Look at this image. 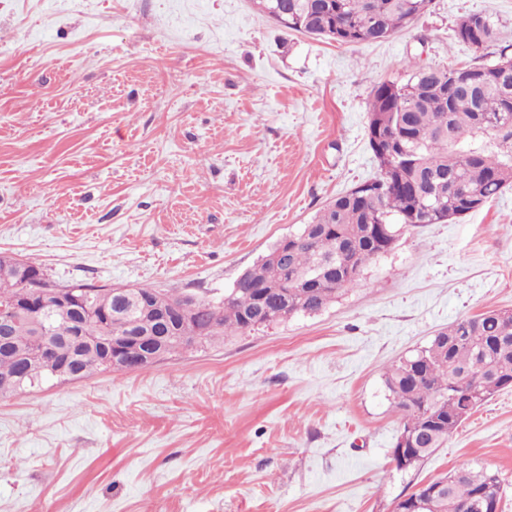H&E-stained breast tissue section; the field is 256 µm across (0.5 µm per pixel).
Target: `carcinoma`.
<instances>
[{"mask_svg": "<svg viewBox=\"0 0 512 512\" xmlns=\"http://www.w3.org/2000/svg\"><path fill=\"white\" fill-rule=\"evenodd\" d=\"M277 24L291 31L344 44L377 43L409 27L431 0H254ZM458 41L482 49L497 38L489 17L472 13L455 27ZM461 68L423 66L414 60L401 81L378 85L371 93L367 135L380 174L336 195L302 225L292 240H278L235 281L224 298L193 299L162 290L148 306L169 315V335L147 337V317L128 294L88 285V306L116 313L104 327L92 323L100 342L75 361L81 377L104 371L101 347L110 336H129L136 349L168 345L182 336L204 347L228 335L253 331L296 314L316 313L358 285L363 266L392 250L400 231L441 224L460 212L481 209L512 183V55ZM28 275L0 271V322H9L12 351L0 348V381L8 392L53 377L65 359L63 340L69 320L57 317L55 285L43 268L25 261ZM384 385L403 420V449L392 448L399 471L422 465L444 447L453 432L496 392L512 388V312L489 310L457 319L430 343L400 358L384 373ZM442 483L433 507L417 509L418 489L403 496L411 512H499L502 479L498 472L461 464Z\"/></svg>", "mask_w": 512, "mask_h": 512, "instance_id": "carcinoma-1", "label": "carcinoma"}]
</instances>
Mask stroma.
Wrapping results in <instances>:
<instances>
[{"instance_id": "35a3bbf8", "label": "stroma", "mask_w": 512, "mask_h": 512, "mask_svg": "<svg viewBox=\"0 0 512 512\" xmlns=\"http://www.w3.org/2000/svg\"><path fill=\"white\" fill-rule=\"evenodd\" d=\"M496 44L460 43L464 15ZM512 45V0H432L355 45L253 0H0V255L52 284L218 300L280 238L379 174L373 87ZM512 310V186L405 230L316 314L138 371L0 395V512H393L465 463L512 512V389L415 471L384 368L452 321ZM455 37L459 42L476 49H482L497 38L496 30L489 17L472 13L462 17L455 27Z\"/></svg>"}]
</instances>
